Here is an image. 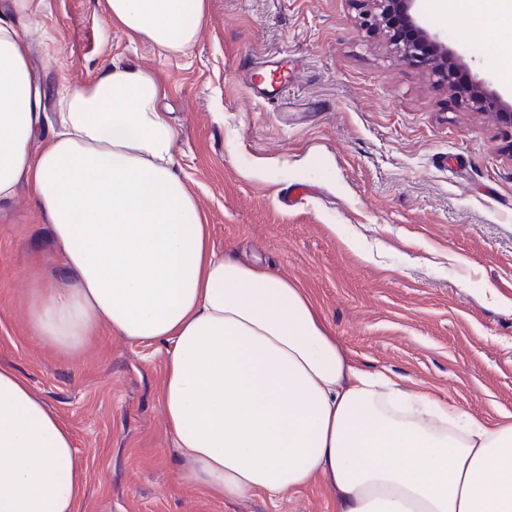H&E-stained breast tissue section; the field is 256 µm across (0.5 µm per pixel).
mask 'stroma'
<instances>
[{"label": "stroma", "mask_w": 512, "mask_h": 512, "mask_svg": "<svg viewBox=\"0 0 512 512\" xmlns=\"http://www.w3.org/2000/svg\"><path fill=\"white\" fill-rule=\"evenodd\" d=\"M472 76L512 96V25L493 0L457 24L416 4ZM355 0H208L182 55L131 41L105 0H33L20 21L43 97L111 65L150 70L176 130L177 168L217 252L297 281L351 363L460 413L512 416V130L459 109L422 68L359 26ZM293 69L284 103L250 69ZM61 246L26 180L0 203V368L71 430L76 512H336L321 478L221 501L187 481L161 416V343L101 329L76 355L22 318V280L63 285Z\"/></svg>", "instance_id": "obj_1"}]
</instances>
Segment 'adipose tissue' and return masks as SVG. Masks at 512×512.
Returning <instances> with one entry per match:
<instances>
[{"instance_id": "ef3b65f1", "label": "adipose tissue", "mask_w": 512, "mask_h": 512, "mask_svg": "<svg viewBox=\"0 0 512 512\" xmlns=\"http://www.w3.org/2000/svg\"><path fill=\"white\" fill-rule=\"evenodd\" d=\"M133 40L186 53L207 0H105ZM0 15V203L18 178L62 246L66 283L31 291L35 336L81 351L100 326L168 345L162 417L185 477L213 496L278 499L324 478L337 512H512V421L486 424L426 391L354 369L297 282L217 252L177 172L176 131L147 70L60 87L41 130L18 20ZM69 428L0 369V512H75Z\"/></svg>"}]
</instances>
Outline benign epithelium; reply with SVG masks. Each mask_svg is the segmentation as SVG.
<instances>
[{"label":"benign epithelium","mask_w":512,"mask_h":512,"mask_svg":"<svg viewBox=\"0 0 512 512\" xmlns=\"http://www.w3.org/2000/svg\"><path fill=\"white\" fill-rule=\"evenodd\" d=\"M365 5L363 20L365 25L382 31L385 19H399L409 31V40L395 43L396 52L402 60L427 68V72L447 92L460 97L465 108L472 112L487 115L494 121L512 127V102L505 99L484 80H476L469 91H457L452 74L466 70L465 61L448 51L439 35L419 25L412 13L416 0H362Z\"/></svg>","instance_id":"7a95c632"}]
</instances>
